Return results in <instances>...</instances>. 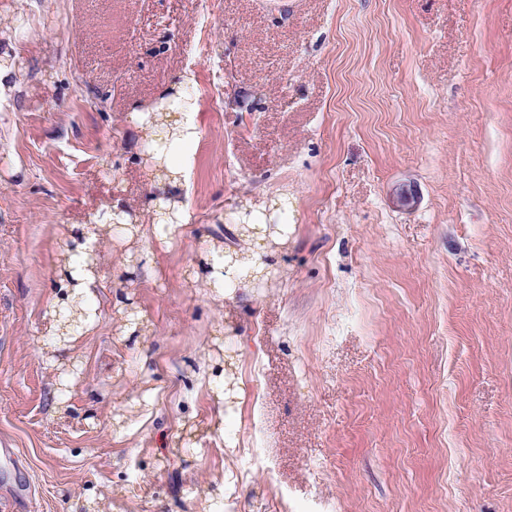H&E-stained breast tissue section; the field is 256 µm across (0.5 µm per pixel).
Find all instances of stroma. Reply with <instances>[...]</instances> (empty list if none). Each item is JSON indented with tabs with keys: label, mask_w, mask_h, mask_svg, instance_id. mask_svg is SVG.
Wrapping results in <instances>:
<instances>
[{
	"label": "stroma",
	"mask_w": 512,
	"mask_h": 512,
	"mask_svg": "<svg viewBox=\"0 0 512 512\" xmlns=\"http://www.w3.org/2000/svg\"><path fill=\"white\" fill-rule=\"evenodd\" d=\"M15 42L0 512H512V0H0ZM186 71L200 138L159 238L129 115ZM283 194L278 247L224 221ZM117 198L135 233L48 353L63 248ZM216 249L273 280L224 294Z\"/></svg>",
	"instance_id": "1"
}]
</instances>
